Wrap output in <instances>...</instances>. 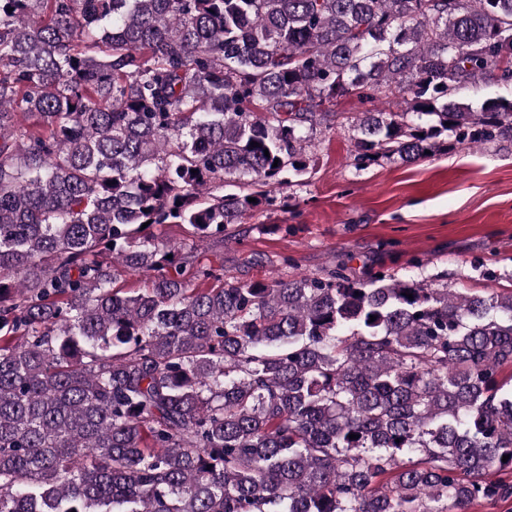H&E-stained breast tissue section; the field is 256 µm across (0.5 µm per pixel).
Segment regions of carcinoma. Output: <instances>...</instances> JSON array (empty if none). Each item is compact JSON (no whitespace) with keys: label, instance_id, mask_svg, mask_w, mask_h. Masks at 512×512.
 <instances>
[{"label":"carcinoma","instance_id":"1","mask_svg":"<svg viewBox=\"0 0 512 512\" xmlns=\"http://www.w3.org/2000/svg\"><path fill=\"white\" fill-rule=\"evenodd\" d=\"M480 81L512 87V0H0V512L511 499L512 291L193 258L338 97L405 104L358 113L363 158L512 140Z\"/></svg>","mask_w":512,"mask_h":512}]
</instances>
